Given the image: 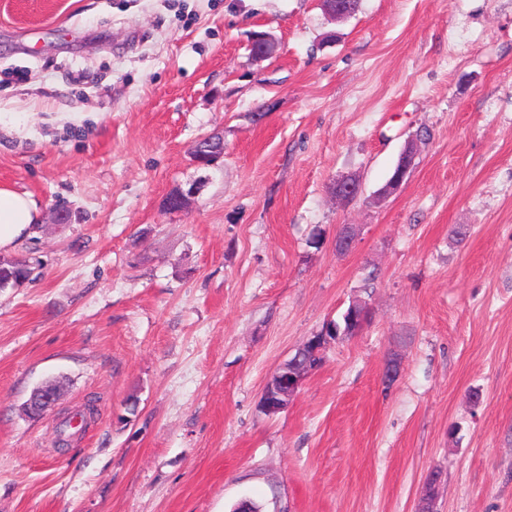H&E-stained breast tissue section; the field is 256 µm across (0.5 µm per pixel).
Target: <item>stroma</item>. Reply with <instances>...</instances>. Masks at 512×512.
Segmentation results:
<instances>
[{"label": "stroma", "instance_id": "1", "mask_svg": "<svg viewBox=\"0 0 512 512\" xmlns=\"http://www.w3.org/2000/svg\"><path fill=\"white\" fill-rule=\"evenodd\" d=\"M0 184L40 209L0 252L34 269L0 289V512H415L435 471L438 512H512V0H0ZM415 150L413 144H408L401 153L396 165L399 166L396 175L389 179L380 191V195L389 196L396 192L402 185L408 171L414 161ZM295 362L309 363L314 367L322 362V357H315L308 350L298 348L287 361L280 364L266 383L261 395L260 407L265 414L275 415L287 408L304 374L311 369L304 371L297 367L289 369L288 366Z\"/></svg>", "mask_w": 512, "mask_h": 512}]
</instances>
